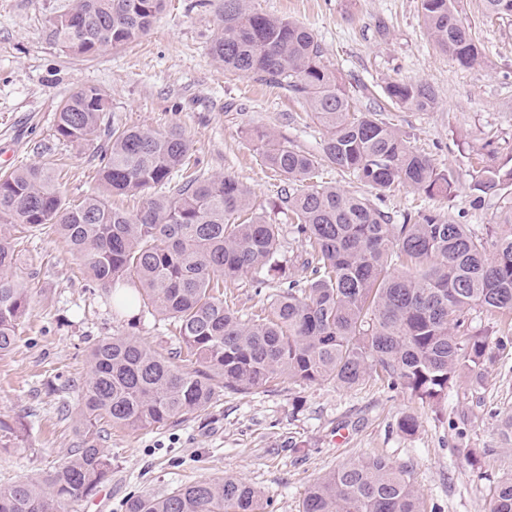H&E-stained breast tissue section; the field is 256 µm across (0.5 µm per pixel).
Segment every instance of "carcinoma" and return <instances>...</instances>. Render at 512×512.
<instances>
[{"instance_id":"obj_1","label":"carcinoma","mask_w":512,"mask_h":512,"mask_svg":"<svg viewBox=\"0 0 512 512\" xmlns=\"http://www.w3.org/2000/svg\"><path fill=\"white\" fill-rule=\"evenodd\" d=\"M165 0H68L45 17L48 40L94 57L146 35ZM490 15L512 17V0H486ZM221 28L211 57L303 101L325 131L312 152L272 132L262 159L289 189L291 229L307 247L308 276L291 280L259 312L243 314L224 299V283L243 274L288 277L280 225L253 210L251 190L230 174L205 177L181 129L156 133L109 121L107 95L88 86L56 113L55 135L97 147L103 190L66 203L52 167L33 164L0 177V354L11 352L30 315L27 289L14 272V235L51 225L104 289L119 313L137 310L170 321L179 349L161 354L141 341L104 337L89 350L90 375L76 401L80 444L45 475L0 486V512H65L93 495L112 471L100 448L103 420L132 430L159 427L206 410L216 389L249 390L286 375L299 383L332 380L351 388L370 372L423 403L440 404L462 372L490 361L498 338L474 334L468 313H512V206L476 231L437 214L393 223L376 204L396 188L451 194L449 175L379 118L360 109L324 59L308 28L257 10L251 0H218ZM431 42L464 67L484 63L483 48L457 0H421ZM394 105L429 111L430 85L394 80ZM331 168L376 191V200L329 183ZM512 184V169L487 168L483 194ZM149 189L139 214L115 208L112 195ZM196 368L182 369L181 355ZM125 512H264L260 492L234 479L196 481L162 497L133 495ZM300 512H423L403 470L380 457L338 467L318 479ZM491 512H512V478L499 481Z\"/></svg>"}]
</instances>
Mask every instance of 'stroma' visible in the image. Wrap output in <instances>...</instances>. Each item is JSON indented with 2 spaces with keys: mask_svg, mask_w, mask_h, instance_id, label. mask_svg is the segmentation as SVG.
<instances>
[{
  "mask_svg": "<svg viewBox=\"0 0 512 512\" xmlns=\"http://www.w3.org/2000/svg\"><path fill=\"white\" fill-rule=\"evenodd\" d=\"M63 0H0V155L17 165L47 163L60 173L66 201L96 191L93 145L75 146L54 132L59 100L88 86L104 91L123 124L162 133L180 127L205 175L229 173L249 186L257 211L282 227L289 276L302 278L304 247L292 233L280 200L282 182L264 165L251 133L265 129L317 150L324 130L282 90L225 72L211 60L220 29L213 7L168 0L138 42L83 59L47 39L43 19ZM265 13L296 21L316 35L325 58L376 97L392 80H423L438 95L430 111L389 108L393 124L413 149L453 179L448 197L400 190L383 210L394 220L434 212L479 228L497 223L512 194H480L485 166L512 167V18L488 17L485 0L459 8L481 41L483 65L461 67L428 41L420 0H253ZM15 253L20 285L32 314L15 350L0 356V421L22 420L18 446L0 447V485L47 472L80 433L74 404L89 373L88 348L123 335L165 353L177 343L166 321L137 323L116 314L103 289L92 287L82 263L45 227L28 232ZM277 278L257 283L244 275L224 297L244 313L266 305ZM472 330H489L500 346L481 385L461 378L439 406L368 375L346 389L330 381L296 383L288 377L239 391L220 388L205 411L165 426L106 428L100 442L112 472L100 491L69 512H124L134 494L161 496L200 479H238L259 490L267 512H299L311 485L327 472L367 456L401 468L424 512H490L497 481L512 475V442L498 427L512 418V314L474 311ZM414 415L406 434L398 421Z\"/></svg>",
  "mask_w": 512,
  "mask_h": 512,
  "instance_id": "stroma-1",
  "label": "stroma"
}]
</instances>
